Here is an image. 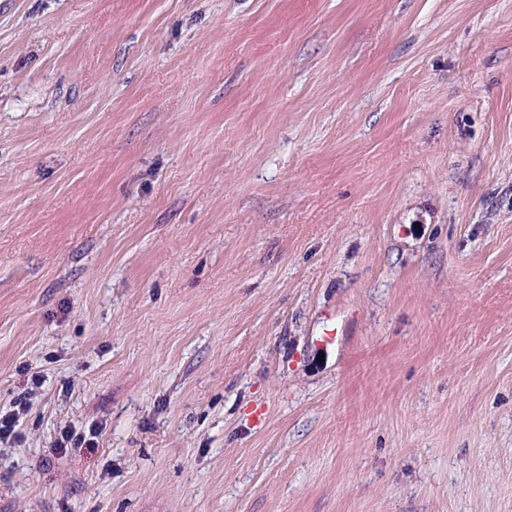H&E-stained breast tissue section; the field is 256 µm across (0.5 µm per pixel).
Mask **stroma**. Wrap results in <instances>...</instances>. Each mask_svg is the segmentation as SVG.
I'll use <instances>...</instances> for the list:
<instances>
[{
	"mask_svg": "<svg viewBox=\"0 0 512 512\" xmlns=\"http://www.w3.org/2000/svg\"><path fill=\"white\" fill-rule=\"evenodd\" d=\"M20 398L0 512H512V0H0Z\"/></svg>",
	"mask_w": 512,
	"mask_h": 512,
	"instance_id": "obj_1",
	"label": "stroma"
}]
</instances>
